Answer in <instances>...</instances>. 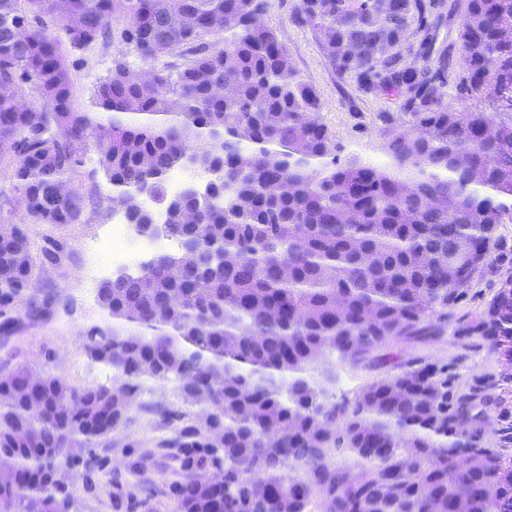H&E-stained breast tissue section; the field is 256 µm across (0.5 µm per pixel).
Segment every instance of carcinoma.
Segmentation results:
<instances>
[{
  "instance_id": "obj_1",
  "label": "carcinoma",
  "mask_w": 512,
  "mask_h": 512,
  "mask_svg": "<svg viewBox=\"0 0 512 512\" xmlns=\"http://www.w3.org/2000/svg\"><path fill=\"white\" fill-rule=\"evenodd\" d=\"M442 0H301L342 75L399 104L387 162L338 154L313 85L260 16L266 0H0V332L35 287L30 224H77L71 186L88 143L110 209L167 202L176 169L207 194L169 216L193 247L103 281L108 317L83 348L112 384L78 390L49 369L0 373V512H71L64 476L147 380L174 381L190 414L157 407L179 467L175 512H512V453L486 446L490 396L413 358L328 399L325 359L359 363L450 324L512 361V0H466L435 50ZM119 41L94 109L74 104V54ZM224 32V41L215 39ZM453 78L459 104L448 103ZM495 292L454 311L475 280ZM352 459L353 475L336 462Z\"/></svg>"
}]
</instances>
